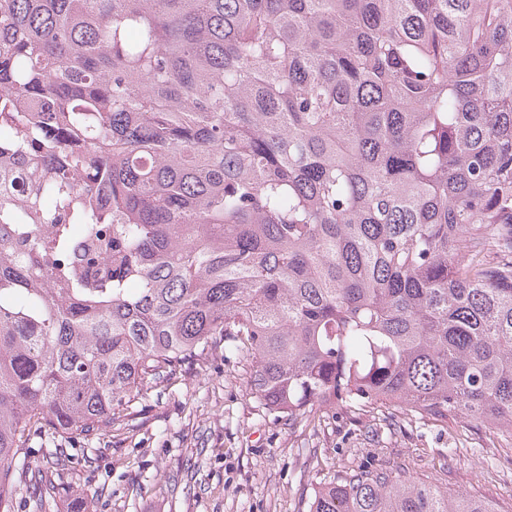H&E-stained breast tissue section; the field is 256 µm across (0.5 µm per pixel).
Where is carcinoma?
<instances>
[{
  "label": "carcinoma",
  "mask_w": 512,
  "mask_h": 512,
  "mask_svg": "<svg viewBox=\"0 0 512 512\" xmlns=\"http://www.w3.org/2000/svg\"><path fill=\"white\" fill-rule=\"evenodd\" d=\"M224 349L305 419L512 439V0H0V512ZM309 512H495L402 469Z\"/></svg>",
  "instance_id": "obj_1"
}]
</instances>
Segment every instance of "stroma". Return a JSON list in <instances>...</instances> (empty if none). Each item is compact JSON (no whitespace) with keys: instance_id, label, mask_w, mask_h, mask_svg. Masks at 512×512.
Here are the masks:
<instances>
[{"instance_id":"obj_1","label":"stroma","mask_w":512,"mask_h":512,"mask_svg":"<svg viewBox=\"0 0 512 512\" xmlns=\"http://www.w3.org/2000/svg\"><path fill=\"white\" fill-rule=\"evenodd\" d=\"M251 366L212 357L150 383L111 431L74 448L77 463L48 467L52 512L95 497L96 512H308L334 473L399 465L424 483L512 512V446L462 419L422 423L400 406H342L290 421L250 395Z\"/></svg>"}]
</instances>
